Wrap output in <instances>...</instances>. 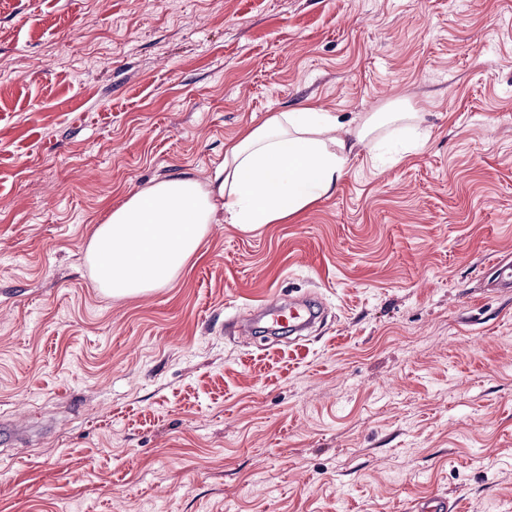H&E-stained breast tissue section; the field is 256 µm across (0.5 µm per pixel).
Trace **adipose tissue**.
<instances>
[{
  "label": "adipose tissue",
  "mask_w": 512,
  "mask_h": 512,
  "mask_svg": "<svg viewBox=\"0 0 512 512\" xmlns=\"http://www.w3.org/2000/svg\"><path fill=\"white\" fill-rule=\"evenodd\" d=\"M390 125L407 147L418 148L427 137L406 105L366 117L347 139L340 135L342 122L328 112L309 107L268 116L226 147L212 180H159L113 209L96 226L86 253L97 287L111 298L166 287L216 218L255 229L331 196L355 146L376 148L377 132Z\"/></svg>",
  "instance_id": "1"
}]
</instances>
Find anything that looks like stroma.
<instances>
[{"label":"stroma","instance_id":"stroma-1","mask_svg":"<svg viewBox=\"0 0 512 512\" xmlns=\"http://www.w3.org/2000/svg\"><path fill=\"white\" fill-rule=\"evenodd\" d=\"M409 104L279 224L121 299L85 253L276 112ZM512 0H0V512H512ZM327 307L299 340L235 327Z\"/></svg>","mask_w":512,"mask_h":512}]
</instances>
